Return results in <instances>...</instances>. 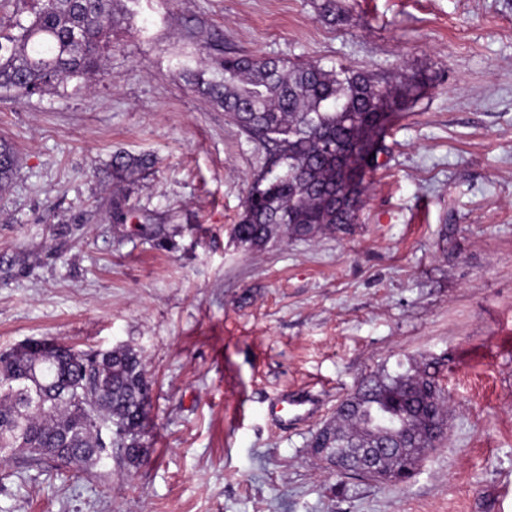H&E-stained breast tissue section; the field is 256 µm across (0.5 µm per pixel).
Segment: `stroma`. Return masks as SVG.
<instances>
[{"label": "stroma", "instance_id": "1", "mask_svg": "<svg viewBox=\"0 0 512 512\" xmlns=\"http://www.w3.org/2000/svg\"><path fill=\"white\" fill-rule=\"evenodd\" d=\"M327 1L119 0L99 75L0 92V351L125 344L152 381L138 467L20 455L0 512H512V0ZM241 55L416 82L350 232L235 239L269 155L195 77ZM117 153L155 163L116 185ZM425 365L448 431L410 480L312 457L363 379ZM285 389L318 415L272 423ZM17 169V157L14 149L0 142V188L5 187Z\"/></svg>", "mask_w": 512, "mask_h": 512}]
</instances>
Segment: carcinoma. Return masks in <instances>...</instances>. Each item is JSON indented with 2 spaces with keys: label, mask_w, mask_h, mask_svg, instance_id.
<instances>
[{
  "label": "carcinoma",
  "mask_w": 512,
  "mask_h": 512,
  "mask_svg": "<svg viewBox=\"0 0 512 512\" xmlns=\"http://www.w3.org/2000/svg\"><path fill=\"white\" fill-rule=\"evenodd\" d=\"M0 0L16 5L0 23V91L33 95L69 78L100 72V50L109 43L115 0ZM224 81L198 82L202 91L254 138L274 147L270 167L254 178L235 237L261 249L280 234L313 238L347 233L364 187L348 171L355 133H382L386 119L378 101L405 104L401 89L375 82L341 65H279L247 55L224 59ZM150 165L147 156L112 157V178L133 182ZM17 169L14 149L0 142V188ZM150 383L139 351L126 347L93 362L72 347L53 342L47 350L0 353V463L17 454L32 460L65 458L94 466L104 445L99 424L112 425V447L129 467L148 452L142 442ZM448 396L435 374L385 373L360 384L355 407L336 415L326 434L309 448L343 451L366 436L398 444L390 467L419 465L431 445L429 431L446 423Z\"/></svg>",
  "instance_id": "obj_1"
}]
</instances>
